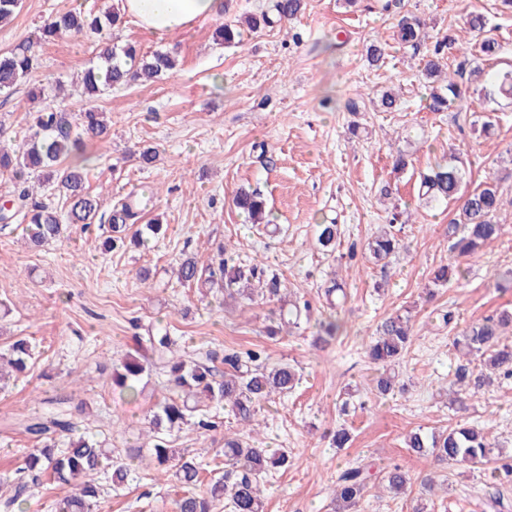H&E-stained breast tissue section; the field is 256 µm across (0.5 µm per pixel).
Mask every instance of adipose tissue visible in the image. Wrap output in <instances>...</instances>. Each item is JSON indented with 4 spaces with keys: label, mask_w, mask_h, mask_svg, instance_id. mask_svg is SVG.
<instances>
[{
    "label": "adipose tissue",
    "mask_w": 512,
    "mask_h": 512,
    "mask_svg": "<svg viewBox=\"0 0 512 512\" xmlns=\"http://www.w3.org/2000/svg\"><path fill=\"white\" fill-rule=\"evenodd\" d=\"M121 16L157 37L190 29L196 22L222 16L224 0H116Z\"/></svg>",
    "instance_id": "1"
}]
</instances>
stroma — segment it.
<instances>
[{"mask_svg":"<svg viewBox=\"0 0 512 512\" xmlns=\"http://www.w3.org/2000/svg\"><path fill=\"white\" fill-rule=\"evenodd\" d=\"M114 0H22L14 20L0 26V51L32 35L57 11L105 8ZM274 0H224L220 20L205 19L190 30L160 41L124 20L114 42H132L141 52L162 51L178 60L160 79L109 89L97 104L111 122L106 139L86 147L87 183L109 211L130 192H152L146 212L163 224L164 235L140 249L104 251L106 227L70 225L60 241L34 249L25 227L11 222L0 230V349L30 337L35 355L25 373L0 389V481H11L31 441L24 423L50 411L71 414L78 432L95 436L123 456L148 446L146 422L166 396L167 376L152 368L141 397L130 399L112 382V365L132 351L135 336L161 322L182 338L190 355L224 348H264L270 362L294 365L302 380L287 398L260 409L258 446L285 448L287 471L264 480L265 512H333L338 472L357 463L374 466L375 482L359 512H410L421 498L428 512H512V481L491 466L457 467L419 458L405 448L407 434L443 429L458 413L447 390L460 363L457 336L438 326V311L455 310L458 325L512 308V100L488 106L475 94L478 78L463 74V111L433 112L421 73L427 46L395 44L398 21L416 17L436 41L452 34L456 48L442 59L448 70L461 60L484 72L512 66V9L501 0H305L296 19L244 34L242 44L225 46L218 22L234 25L246 17L272 14ZM488 20L497 39L496 61L476 49L479 35L466 25L469 14ZM386 47L373 65L367 48ZM98 41L65 37L42 46L39 65L13 91L0 94L5 142L17 146L32 132L28 90L71 81L98 60ZM400 99L383 111L386 91ZM491 115L496 130L484 137L476 124ZM358 122L357 135L347 126ZM154 148L155 162L142 166L136 155ZM403 151L410 165L393 174L389 154ZM460 153L471 182L496 176L503 204L495 216L501 237L461 262L463 278L426 300L433 270L448 261V223L454 205H424L417 197L421 172L448 152ZM398 187L395 201L381 198L383 182ZM259 192L277 232L256 231L235 208L238 190ZM406 210L404 247L387 264L364 254L367 239L391 217L392 205ZM341 226L340 253L355 251L350 266L323 254L316 226ZM245 260L279 269L288 291L310 299L311 317L300 329L266 333L279 301L242 302L202 286L181 285L172 272L181 255L218 256V246ZM340 276L347 298L337 307L344 330L330 345L313 340L328 316L321 288ZM413 315V344L395 371L405 390L377 397L378 374L365 355L377 325L402 310ZM353 392L359 409L340 415V394ZM215 430H183L174 445L198 455L203 479L224 472V434L239 425L218 413ZM469 421L481 425L504 451L512 452V380L483 389L469 401ZM345 420L352 440L333 447L329 432ZM398 464L412 482L410 496L396 497L378 482L384 468ZM448 483L425 491V474ZM178 492L157 478L150 455L128 485L105 492L96 512H172Z\"/></svg>","mask_w":512,"mask_h":512,"instance_id":"1","label":"stroma"}]
</instances>
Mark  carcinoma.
<instances>
[{"label":"carcinoma","instance_id":"obj_1","mask_svg":"<svg viewBox=\"0 0 512 512\" xmlns=\"http://www.w3.org/2000/svg\"><path fill=\"white\" fill-rule=\"evenodd\" d=\"M303 0H275L276 18H264L266 25L296 17ZM118 12L66 10L56 13L40 29L34 40H23L13 48L0 52V92L13 90L37 66L36 48L43 43L56 41L64 36L97 34L104 47L99 54L104 65L89 67L81 78L82 95L92 100L104 91L127 85L141 78H154L172 69L173 57L155 52L146 57L136 46L127 44L121 48L112 46V29L119 25ZM396 39L415 46L426 39L421 20L403 19L397 25ZM455 42L448 36L435 43L431 58L424 65V76L434 84L429 108L433 112H445L451 107L462 109L464 96L460 84L451 76H441L440 55L447 45ZM512 97V69L498 70L491 75V82L479 90V94ZM82 132L90 138L103 139L110 133L104 113L88 105L79 113ZM35 131L21 147H0V173H9L25 184L13 199V210L0 216V222L10 223L20 219L26 224V238L30 246L42 247L61 238L68 224H90L100 210V198L85 188L86 175L78 164L67 163L83 142L73 129L71 114L46 104L34 115ZM38 179V184L53 182L55 190L65 199L66 216L58 214L50 203L34 200L33 191L26 186L28 179ZM466 169L455 155L435 162L420 175L419 198L426 204L458 200L461 202L460 220L448 224V263L437 267L427 287L428 295L453 280L459 279L462 269L459 259L478 253L484 246L497 240L502 225L494 221L502 205L499 182L489 176L475 188L468 189ZM251 223H268L265 203L254 192L239 190L233 198ZM142 204L129 199L120 200L110 210L107 223L109 235L103 242L107 251L125 243L122 237L128 225L140 219ZM339 238L338 225L330 222L317 225V243L324 251L336 248ZM402 239L389 231L371 238L367 251L375 262H381L399 252ZM218 265L205 263L196 256L187 255L176 271L181 283L191 285L204 282L221 288L226 294L235 293L244 299H252L253 286H258L268 298L281 296L284 287L283 274L261 263H242L220 249ZM310 301L299 298L288 301V317L282 323L296 328L301 319L309 317ZM512 325V311H503L474 323L462 331L455 345L466 363L456 370V397L452 403L457 410H467V399L476 392L493 385L498 380L512 379V336L505 329ZM413 340L409 312H398L384 319L377 327L376 336L366 348L369 359L379 367L374 390L381 396L394 393L398 378L395 366L407 353ZM31 358L29 342L19 338L6 352H0V366L5 364L17 372L27 368ZM156 362L167 369L170 388L177 396H165L149 420L153 433L151 455L157 466L179 483L181 494L174 500V512H212L224 504L228 512H264L260 482L273 470L290 466L286 451L269 452L255 448L237 433L224 434V474L207 484L199 478L195 458L171 447L167 435L185 426L202 432L214 428L211 416L198 412L201 400L227 409L243 426L257 425L258 410L262 402L275 396L290 393L298 384L294 367L287 363L268 362L262 349L229 351L224 356L212 352L201 362L183 351L178 340L167 328L150 326L145 334L135 337L134 352L128 354L113 373L115 385L135 394L137 384L147 375ZM25 432L34 442V448L25 457L20 468L22 477L14 485V493L3 502L7 512H26L23 509L28 477L37 481L47 471L64 485L74 486L75 492L67 496L60 512H95L103 495L102 486L90 476L102 472L107 475L113 490L123 488L132 471L134 457L112 458V452L102 442L90 437L70 438L67 447L57 448L54 434L74 432L73 423L63 413L35 417L24 425ZM404 445L419 457H431L450 465H476L490 461L495 444L487 434L474 426H458L423 433L415 431L406 436ZM369 465L348 467L336 478L333 501L336 512H358L359 502L369 489L372 480ZM383 481L387 491L407 494L410 485L408 473L395 464L387 468Z\"/></svg>","mask_w":512,"mask_h":512}]
</instances>
